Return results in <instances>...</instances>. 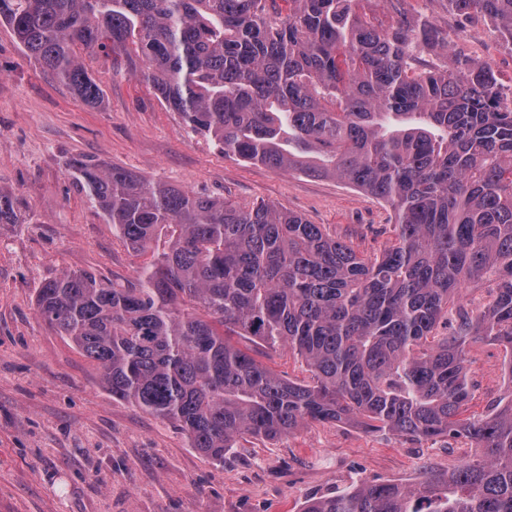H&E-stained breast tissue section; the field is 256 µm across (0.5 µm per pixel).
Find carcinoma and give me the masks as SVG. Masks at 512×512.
Here are the masks:
<instances>
[{"label": "carcinoma", "mask_w": 512, "mask_h": 512, "mask_svg": "<svg viewBox=\"0 0 512 512\" xmlns=\"http://www.w3.org/2000/svg\"><path fill=\"white\" fill-rule=\"evenodd\" d=\"M0 0V21L40 69L91 108L84 63L125 55L165 106L224 153L335 178L386 202L397 238L364 257L275 205L201 196L91 159L66 163L125 246L148 256L124 284L62 272L39 316L101 369L112 397L181 428L214 461L245 434L357 422L480 450L414 489L359 482L303 512H512V391L472 413L468 345L512 354V107L493 69L421 65L448 38L384 0ZM512 49V0H448ZM0 192V224H19ZM492 301L434 332L469 282ZM252 336L304 360L307 382L240 349Z\"/></svg>", "instance_id": "carcinoma-1"}]
</instances>
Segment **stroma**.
<instances>
[{
    "label": "stroma",
    "mask_w": 512,
    "mask_h": 512,
    "mask_svg": "<svg viewBox=\"0 0 512 512\" xmlns=\"http://www.w3.org/2000/svg\"><path fill=\"white\" fill-rule=\"evenodd\" d=\"M448 35V51L491 64L512 85V49L486 19L445 0H406ZM85 63L104 91L91 108L53 82L0 24V191L27 221L0 224V512H300L353 480L418 487L461 465L463 440L416 444L352 424L311 422L275 440L241 438L216 463L176 426L112 397L100 369L38 315L36 290L64 271L132 279L142 264L72 184L85 157L203 196L295 212L367 256L394 241L385 203L333 179L245 163L187 127L128 66ZM503 346L470 343L473 411L512 382Z\"/></svg>",
    "instance_id": "35a3bbf8"
}]
</instances>
